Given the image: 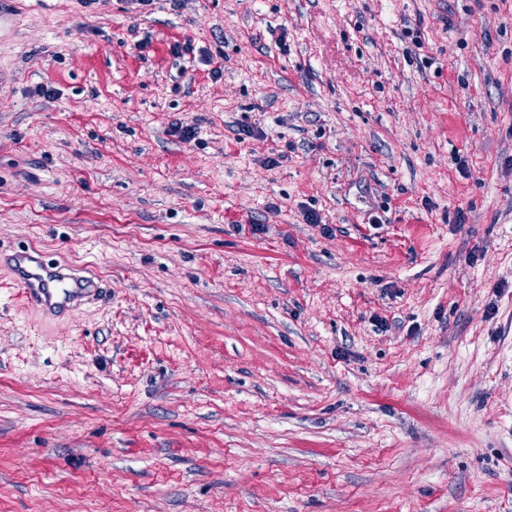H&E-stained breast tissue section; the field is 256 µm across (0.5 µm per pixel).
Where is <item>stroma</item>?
I'll return each mask as SVG.
<instances>
[{
    "mask_svg": "<svg viewBox=\"0 0 512 512\" xmlns=\"http://www.w3.org/2000/svg\"><path fill=\"white\" fill-rule=\"evenodd\" d=\"M22 245L0 512H512V0H0ZM0 267L20 288L24 305L58 318L73 314L100 296L94 277L74 272L69 266L47 260L35 247L0 255Z\"/></svg>",
    "mask_w": 512,
    "mask_h": 512,
    "instance_id": "1",
    "label": "stroma"
}]
</instances>
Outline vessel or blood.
Returning <instances> with one entry per match:
<instances>
[{
	"instance_id": "obj_1",
	"label": "vessel or blood",
	"mask_w": 512,
	"mask_h": 512,
	"mask_svg": "<svg viewBox=\"0 0 512 512\" xmlns=\"http://www.w3.org/2000/svg\"><path fill=\"white\" fill-rule=\"evenodd\" d=\"M0 267L7 269L20 288L26 308L53 318L73 314L96 300L101 292L93 276L76 273L67 265L46 259L33 247L0 255Z\"/></svg>"
}]
</instances>
